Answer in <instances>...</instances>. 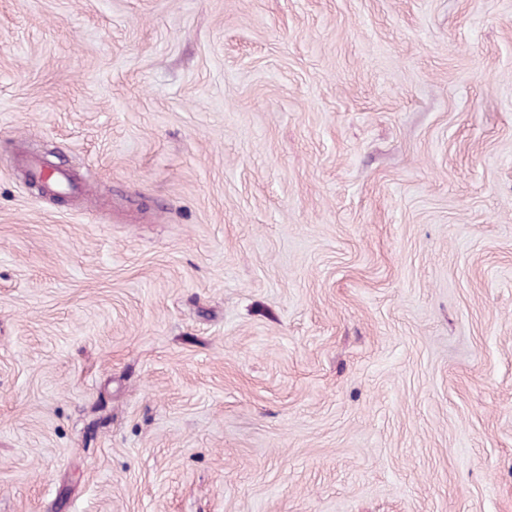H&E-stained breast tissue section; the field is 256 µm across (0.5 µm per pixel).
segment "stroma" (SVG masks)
Returning a JSON list of instances; mask_svg holds the SVG:
<instances>
[{"label": "stroma", "mask_w": 512, "mask_h": 512, "mask_svg": "<svg viewBox=\"0 0 512 512\" xmlns=\"http://www.w3.org/2000/svg\"><path fill=\"white\" fill-rule=\"evenodd\" d=\"M0 512H512V0H0Z\"/></svg>", "instance_id": "stroma-1"}]
</instances>
